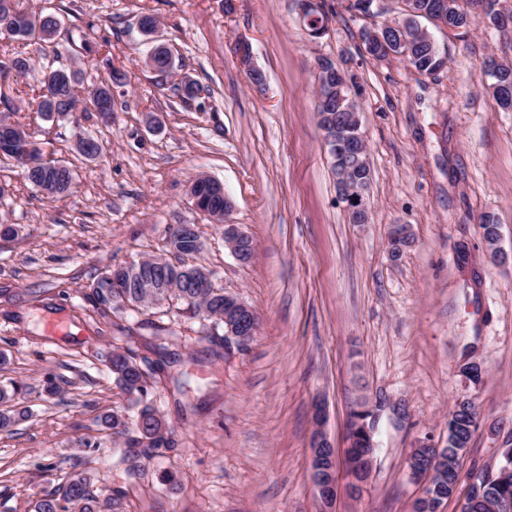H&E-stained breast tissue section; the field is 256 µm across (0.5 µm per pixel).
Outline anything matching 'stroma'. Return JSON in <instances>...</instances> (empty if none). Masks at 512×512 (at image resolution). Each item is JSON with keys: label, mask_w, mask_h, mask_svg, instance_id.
Segmentation results:
<instances>
[{"label": "stroma", "mask_w": 512, "mask_h": 512, "mask_svg": "<svg viewBox=\"0 0 512 512\" xmlns=\"http://www.w3.org/2000/svg\"><path fill=\"white\" fill-rule=\"evenodd\" d=\"M27 2L57 7L63 26L55 44L23 49L31 70L0 86V113L14 111L44 156L73 163L78 177L50 199L0 161L9 187L0 224L19 229L0 239V386L24 383L28 411L0 432V512H34L77 461L122 512H319L313 406L324 404V430L341 448L351 409L378 394L391 404L372 477L359 495L339 492L336 512H411L418 487L407 455L447 443L448 413L462 398L480 411L465 467L496 471L512 435V112L497 106L483 66L512 63V25L475 18L432 28L445 65L421 74L375 60L360 38L365 26L398 22L402 0H385L373 18L322 0L332 29L316 43L294 0ZM144 14L175 50L172 76L145 64ZM71 39L88 45L77 58L85 88L112 66L127 76L112 89L111 121L81 108L47 122L31 104L55 48ZM240 40L266 76L263 91L239 64ZM320 57L356 82L372 168L366 224L348 221L318 125ZM185 75L201 87L188 103L176 90ZM80 134L102 142L100 157L76 153ZM199 174L223 183L231 222L257 245L250 262L236 260L223 225L194 208L189 185ZM487 217L507 261L485 242ZM179 224L199 225L196 263L254 308L260 327L247 349L218 358L196 342L202 320L180 302L164 316L126 314L124 326L142 330L138 357L161 362L167 377L157 398L165 441L146 451L100 423L126 399L107 368L113 332L83 293L116 265L165 254ZM397 224L411 243L393 261ZM471 362L482 366L480 382L464 370ZM131 463L139 477L127 476Z\"/></svg>", "instance_id": "1"}]
</instances>
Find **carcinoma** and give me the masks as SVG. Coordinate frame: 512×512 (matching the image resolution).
<instances>
[{
  "mask_svg": "<svg viewBox=\"0 0 512 512\" xmlns=\"http://www.w3.org/2000/svg\"><path fill=\"white\" fill-rule=\"evenodd\" d=\"M406 6L417 14H404L402 22H421L429 19L423 14L433 0H404ZM12 14L16 32L12 37L24 44L50 43L58 36L61 20L54 13L43 10L38 12L22 8L19 0H0V13ZM465 0H448V27L463 28L465 21ZM408 63L419 71H434L445 64V59L438 52L434 41L415 40L411 43ZM492 79L490 87L499 107L512 110V68L500 66L494 70L486 69ZM126 75L113 67L110 82L94 88L90 92L91 104L103 98H112V85L124 84ZM81 84L79 72L72 66L59 63L43 71L38 88L35 89L37 112L46 120H61L77 109L79 102L78 87ZM16 162L25 180L49 197L67 194L75 181V169L71 166L51 160L44 163L37 155H30L25 160L14 156L10 150L0 155ZM197 193V206L201 209L221 210L224 197L212 195L203 186ZM204 242L200 233L191 237L174 232L169 236V254L181 259L175 264L167 258L152 257L128 265H120L94 281L89 291L84 293V301L91 312L105 323L117 317L127 309L149 310L165 306L177 300L186 305V310L196 316L204 315L214 326L224 325V289L196 288L195 280L212 278L213 272L205 266L188 264L182 258L192 257L203 250ZM135 350L127 345L115 346L109 357V370L119 390L127 397L128 404L104 416L103 424L112 429V435L119 438L126 434H136L141 440L148 441V447L158 445L163 436L159 431L165 420L155 407L154 393L157 380H149L153 373L143 374L137 368ZM21 391L13 383L11 388L0 387V430L11 427L16 421L27 416L26 409H16L12 405L15 396ZM478 428V413H453L448 420V445L459 442L471 443ZM120 498H110L100 502L99 494L94 489L91 474L86 470L73 469L66 482L59 488L47 492L37 503L36 512H119Z\"/></svg>",
  "mask_w": 512,
  "mask_h": 512,
  "instance_id": "carcinoma-1",
  "label": "carcinoma"
}]
</instances>
